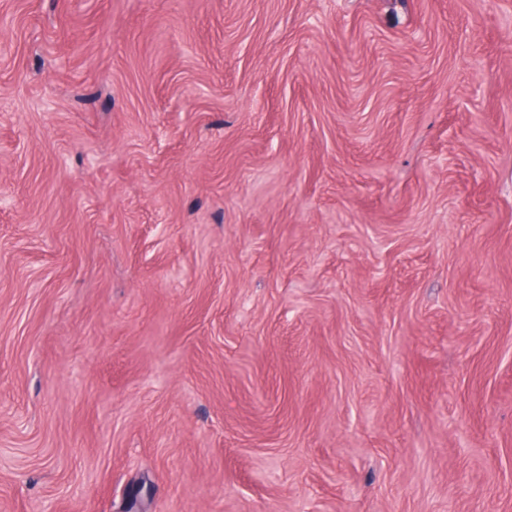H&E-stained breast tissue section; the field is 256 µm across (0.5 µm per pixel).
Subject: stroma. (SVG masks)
Here are the masks:
<instances>
[{
  "mask_svg": "<svg viewBox=\"0 0 512 512\" xmlns=\"http://www.w3.org/2000/svg\"><path fill=\"white\" fill-rule=\"evenodd\" d=\"M0 512H512V0H0Z\"/></svg>",
  "mask_w": 512,
  "mask_h": 512,
  "instance_id": "35a3bbf8",
  "label": "stroma"
}]
</instances>
